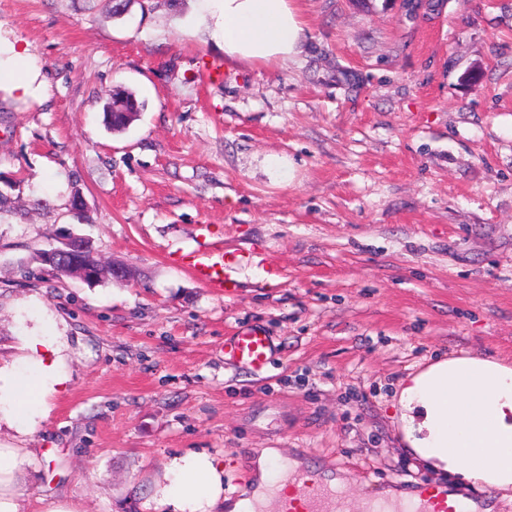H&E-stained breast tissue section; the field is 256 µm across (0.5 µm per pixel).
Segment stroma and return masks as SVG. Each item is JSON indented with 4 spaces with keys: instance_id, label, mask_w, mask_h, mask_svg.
I'll return each mask as SVG.
<instances>
[{
    "instance_id": "obj_1",
    "label": "stroma",
    "mask_w": 512,
    "mask_h": 512,
    "mask_svg": "<svg viewBox=\"0 0 512 512\" xmlns=\"http://www.w3.org/2000/svg\"><path fill=\"white\" fill-rule=\"evenodd\" d=\"M296 60L228 62L197 0H0L45 98L0 91V174L22 217L0 219V369L57 341L64 388L39 428L0 422L36 462L29 512H141L166 459L224 457V491L259 448L344 473L357 501L418 491L402 452V378L471 351L512 364V0H298ZM119 90L144 105L121 133ZM87 202L70 210L73 193ZM249 253L238 296L167 259L197 227ZM63 229L131 277L93 286L19 259ZM253 325L275 352L256 374L224 358Z\"/></svg>"
}]
</instances>
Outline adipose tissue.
<instances>
[{"label": "adipose tissue", "instance_id": "ef3b65f1", "mask_svg": "<svg viewBox=\"0 0 512 512\" xmlns=\"http://www.w3.org/2000/svg\"><path fill=\"white\" fill-rule=\"evenodd\" d=\"M200 23L228 60L256 64L295 60L307 43L297 0H201ZM0 90L19 100L40 99L45 83L28 46L0 36ZM28 378L5 377L0 403L7 419L34 431L47 397L66 378L60 350L37 338L26 342ZM401 440L418 462L461 486L512 491V367L478 357L439 360L409 378L394 394ZM32 460L21 448L0 446V512H26L22 478ZM256 480L233 500L224 496V458L190 450L169 457L144 512H280L289 490L314 482L345 486L344 478L310 472L278 449H261Z\"/></svg>", "mask_w": 512, "mask_h": 512}]
</instances>
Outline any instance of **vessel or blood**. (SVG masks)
<instances>
[{
  "label": "vessel or blood",
  "instance_id": "obj_1",
  "mask_svg": "<svg viewBox=\"0 0 512 512\" xmlns=\"http://www.w3.org/2000/svg\"><path fill=\"white\" fill-rule=\"evenodd\" d=\"M210 234L209 225H199L198 247L188 253H169L168 258L183 266L205 287L227 296L233 295L238 282L232 272L245 262L246 256L237 251L210 246L206 242ZM273 354V340L267 330L259 326L236 331L224 341L225 357L238 367L254 372L265 368ZM337 497L336 491L320 488L307 495L291 498L286 512H337ZM376 512H470V509L466 501L449 499L447 491L427 484L423 487L419 502L406 507L382 506Z\"/></svg>",
  "mask_w": 512,
  "mask_h": 512
}]
</instances>
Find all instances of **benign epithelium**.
<instances>
[{"label": "benign epithelium", "mask_w": 512, "mask_h": 512, "mask_svg": "<svg viewBox=\"0 0 512 512\" xmlns=\"http://www.w3.org/2000/svg\"><path fill=\"white\" fill-rule=\"evenodd\" d=\"M91 251L88 239L73 232H64L56 237V244L46 250L44 270L58 276L80 279L88 284L109 277L126 278L128 271L113 266L109 269L99 264L81 263L77 257H83Z\"/></svg>", "instance_id": "1"}]
</instances>
